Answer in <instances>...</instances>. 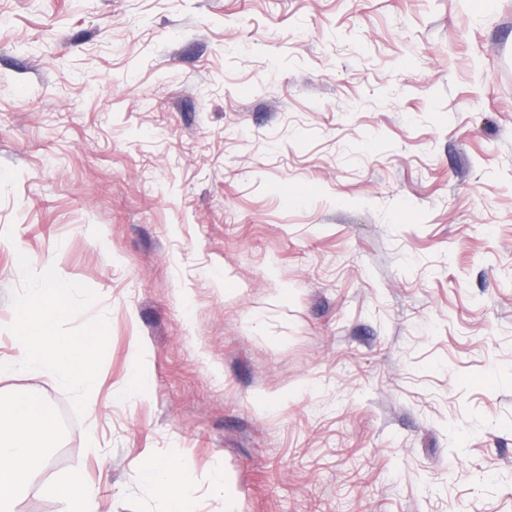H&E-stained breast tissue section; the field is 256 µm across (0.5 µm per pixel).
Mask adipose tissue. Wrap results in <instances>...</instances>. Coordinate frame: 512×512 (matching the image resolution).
<instances>
[{
  "instance_id": "1",
  "label": "adipose tissue",
  "mask_w": 512,
  "mask_h": 512,
  "mask_svg": "<svg viewBox=\"0 0 512 512\" xmlns=\"http://www.w3.org/2000/svg\"><path fill=\"white\" fill-rule=\"evenodd\" d=\"M67 283L48 275L41 288L23 297L19 305L26 322L17 338L20 364L44 376L61 378L73 388L92 393L94 373L88 358L101 342V331L86 336L57 335V319L70 309ZM56 420L48 405L35 396L0 394V512L13 504L43 466ZM141 479L167 505V512H192V483L179 461L150 464Z\"/></svg>"
}]
</instances>
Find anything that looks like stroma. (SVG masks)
<instances>
[{"instance_id": "obj_1", "label": "stroma", "mask_w": 512, "mask_h": 512, "mask_svg": "<svg viewBox=\"0 0 512 512\" xmlns=\"http://www.w3.org/2000/svg\"><path fill=\"white\" fill-rule=\"evenodd\" d=\"M47 272L18 512H512V0H0V364ZM70 298L68 284L48 273L43 288H36L19 301L26 322L16 336L21 352L18 364L50 378H62L73 388L91 395L95 377L88 358L100 344L103 329L87 336H58L56 321L69 311ZM48 305L49 312L44 313ZM141 480L162 497L168 512H192V483L188 467L180 461L149 464L141 471ZM56 495L63 505V512H96L92 494L78 475H72L59 484Z\"/></svg>"}]
</instances>
